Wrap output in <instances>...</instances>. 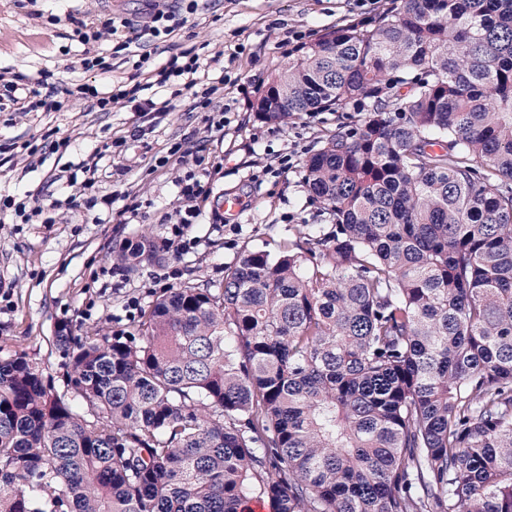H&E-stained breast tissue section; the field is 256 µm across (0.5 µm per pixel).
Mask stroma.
Listing matches in <instances>:
<instances>
[{
    "label": "stroma",
    "instance_id": "obj_1",
    "mask_svg": "<svg viewBox=\"0 0 512 512\" xmlns=\"http://www.w3.org/2000/svg\"><path fill=\"white\" fill-rule=\"evenodd\" d=\"M178 0H0V74L29 82L48 80L63 90L52 112H0V358L26 354L54 382L66 360L55 344L59 323L74 335L86 326L115 335L134 330L140 313L170 288L199 283L221 287L224 270L243 249L277 256L303 226L327 229L332 218L313 202L305 183V161L323 146L344 112L299 114L283 123L260 119L252 106L271 77L291 55L289 35L312 42L337 26L373 21L394 8V0H198L181 29L167 41L148 42L146 69L126 54H113L111 41L84 47L72 40L70 17L89 23L107 18L141 28L158 9ZM199 53L217 91L210 109L188 92L151 133H135L138 117L126 105L101 112L78 99L75 89L91 83L107 93L141 85L142 97H169L153 85L150 70L184 51ZM105 56L110 68L87 72L78 65L84 52ZM224 113V134L210 136L209 113ZM68 148H61V141ZM114 151L98 161L93 195H108L111 206L86 209L82 189L63 177L104 144ZM182 145L185 156L171 154ZM128 165L125 176L116 167ZM213 169L212 192L200 202L192 230L194 248L163 249L175 222L177 181L197 166ZM240 200L241 212L228 217L225 193ZM37 198L42 216L17 223L13 204ZM139 210L132 223L121 212L131 202ZM148 236L158 261L123 273L113 284L109 270L124 245Z\"/></svg>",
    "mask_w": 512,
    "mask_h": 512
}]
</instances>
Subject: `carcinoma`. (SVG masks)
Wrapping results in <instances>:
<instances>
[{
    "instance_id": "carcinoma-1",
    "label": "carcinoma",
    "mask_w": 512,
    "mask_h": 512,
    "mask_svg": "<svg viewBox=\"0 0 512 512\" xmlns=\"http://www.w3.org/2000/svg\"><path fill=\"white\" fill-rule=\"evenodd\" d=\"M272 88L355 113L305 162L334 224L64 326L61 392L0 359V512H512V0H400Z\"/></svg>"
}]
</instances>
